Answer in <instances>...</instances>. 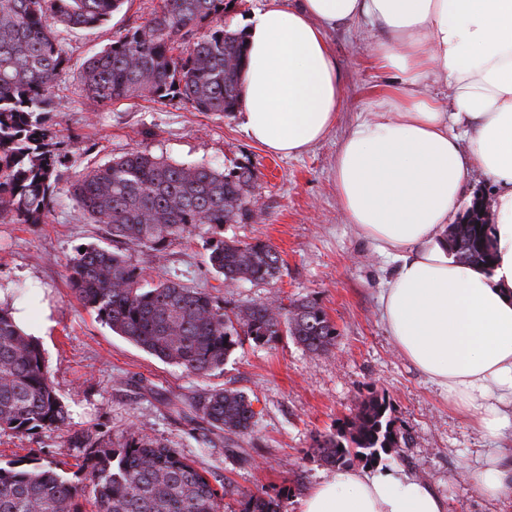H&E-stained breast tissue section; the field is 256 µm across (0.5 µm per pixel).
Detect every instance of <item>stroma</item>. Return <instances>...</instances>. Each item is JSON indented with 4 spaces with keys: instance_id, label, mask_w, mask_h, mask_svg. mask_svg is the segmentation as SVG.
Returning a JSON list of instances; mask_svg holds the SVG:
<instances>
[{
    "instance_id": "1",
    "label": "stroma",
    "mask_w": 512,
    "mask_h": 512,
    "mask_svg": "<svg viewBox=\"0 0 512 512\" xmlns=\"http://www.w3.org/2000/svg\"><path fill=\"white\" fill-rule=\"evenodd\" d=\"M161 4L124 0L98 29H59L68 64L55 86L47 125L67 152L64 180L132 151L179 163L208 162L227 172L251 166L253 220L195 230L159 262L136 247L127 248L128 257L148 281L179 278L219 297L229 310L253 302L315 300L339 337L321 354L289 338L267 345L246 340L206 376L160 361L77 301L68 281L70 257L76 247L110 239L104 225L82 223L75 201L57 194L44 223L0 218V305L35 317L48 314L41 349L69 422L29 436L0 433V461L40 457L63 463L70 473L76 454L67 445L70 434L88 431L115 440L143 434L201 463L211 483L227 490L224 512H242L252 494L275 500L281 512H299L301 498L330 474L310 454L313 437L332 431L361 397L377 391L389 399L408 442L399 455L382 457L376 470L425 479L445 499L447 512H502V504L480 496L470 478L488 440L395 347L379 314L388 262L356 234L337 202L336 155L351 127L372 110L373 86L385 80L369 65L372 37L349 24L329 33L344 95L338 121L305 152L283 158L253 143L236 111L199 112L178 99L89 105L80 79L83 62L144 24ZM222 237L273 245L283 260L278 279L223 281L207 264L211 239ZM215 388L243 391L252 401L254 425L239 440L243 457L226 453L222 439L164 405L174 397L195 404Z\"/></svg>"
}]
</instances>
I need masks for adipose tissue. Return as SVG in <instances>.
<instances>
[{"instance_id": "1", "label": "adipose tissue", "mask_w": 512, "mask_h": 512, "mask_svg": "<svg viewBox=\"0 0 512 512\" xmlns=\"http://www.w3.org/2000/svg\"><path fill=\"white\" fill-rule=\"evenodd\" d=\"M359 23L371 63L396 71L376 111L345 137L336 195L348 223L394 271L380 316L403 355L488 439L512 428V0H299L256 10L245 29L240 103L249 138L300 155L334 127L343 98L327 33ZM495 186L492 267L448 254L472 171ZM479 494L512 500V448L488 449ZM300 512H446L427 482L347 468Z\"/></svg>"}]
</instances>
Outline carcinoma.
I'll return each mask as SVG.
<instances>
[{
  "instance_id": "carcinoma-1",
  "label": "carcinoma",
  "mask_w": 512,
  "mask_h": 512,
  "mask_svg": "<svg viewBox=\"0 0 512 512\" xmlns=\"http://www.w3.org/2000/svg\"><path fill=\"white\" fill-rule=\"evenodd\" d=\"M123 0H0V217L41 224L61 191L62 154L45 126L52 90L68 58L56 24L93 29ZM229 0H164L145 24L88 58L83 92L94 106L132 99L179 98L198 112L238 107L246 46L241 32L224 27ZM255 172H224L208 163L185 164L132 151L82 173L67 189L88 224H102L112 241L164 256L176 241L203 228L254 218L249 198ZM482 216L465 212L448 225V246L461 262L489 266L494 255ZM208 264L231 283L279 277L282 258L265 242L210 241ZM69 281L77 301L112 332L157 359L204 376L224 364L246 338L256 344L289 336L313 353L338 334L315 302L251 303L228 312L204 289L175 279L146 283L144 269L123 252L101 245L75 251ZM386 397L371 392L334 431L313 439L311 455L339 470L354 461L375 463L400 455L408 441L395 427ZM255 412L242 391L214 389L195 406L191 421L224 434L227 448L247 434ZM66 405L48 378L40 343L0 308V433L32 434L68 423ZM80 449L75 482L53 462L0 465V512H223L224 494L206 470L177 449L146 436L112 439L76 432ZM244 512H279L251 495Z\"/></svg>"
}]
</instances>
